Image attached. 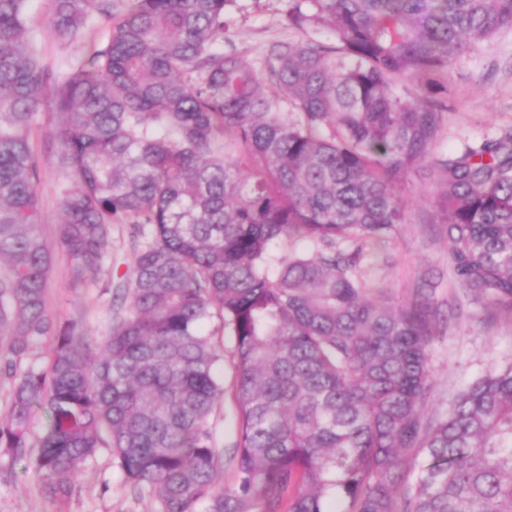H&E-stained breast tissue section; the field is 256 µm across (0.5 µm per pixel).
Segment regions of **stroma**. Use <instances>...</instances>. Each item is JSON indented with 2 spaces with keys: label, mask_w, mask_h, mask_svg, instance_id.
Here are the masks:
<instances>
[{
  "label": "stroma",
  "mask_w": 512,
  "mask_h": 512,
  "mask_svg": "<svg viewBox=\"0 0 512 512\" xmlns=\"http://www.w3.org/2000/svg\"><path fill=\"white\" fill-rule=\"evenodd\" d=\"M288 6V0H237L227 14L224 50L245 53L260 64L270 43L301 40V32L285 22ZM49 11L50 0H28L30 36L41 62L64 77L80 64L90 41L104 39L106 29L90 21L87 39L63 46L48 26ZM448 80L454 93L448 101L440 148L457 150L512 128V31H501L490 44L461 56L449 69ZM54 127V115L42 112L30 133L41 168L39 231L53 253L46 305L59 321L81 320L93 344L99 346L112 326V281L134 264L131 227L112 225L101 270L74 281V262L57 241L67 176L52 137ZM437 180L436 171L427 166L408 174L409 223L398 225L387 240L365 245L358 266L359 277L369 287L385 289L396 302L407 301L425 273L434 276L435 298L451 320L429 351L433 382L425 409L429 416L446 410L458 390L486 369L512 359V317H489L484 301L459 288L448 264V244L429 221ZM46 421L44 408L33 407L24 458H14L0 448V512H157L154 500L134 493L125 482L115 455L106 446L87 461L70 497L62 503L53 501L35 466Z\"/></svg>",
  "instance_id": "1"
}]
</instances>
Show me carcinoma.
Returning <instances> with one entry per match:
<instances>
[{
  "label": "carcinoma",
  "mask_w": 512,
  "mask_h": 512,
  "mask_svg": "<svg viewBox=\"0 0 512 512\" xmlns=\"http://www.w3.org/2000/svg\"><path fill=\"white\" fill-rule=\"evenodd\" d=\"M236 0H51L71 43L107 37L62 80L32 45L27 0H0V347L52 335L45 370L14 374L0 447L36 459L65 500L106 444L159 512H512V362L424 414L438 336L424 281L395 304L357 276L363 246L408 221L407 172L439 174L432 223L460 288L512 315V129L436 151L456 60L512 28V0H291L265 76L219 49ZM415 83L421 94L406 97ZM49 110L71 186L61 245L77 273L129 224L134 267L102 351L46 306L50 248L33 117ZM301 237L270 273L271 245ZM233 341L234 484L216 488L210 416L224 385L205 332Z\"/></svg>",
  "instance_id": "cac0c4a2"
}]
</instances>
